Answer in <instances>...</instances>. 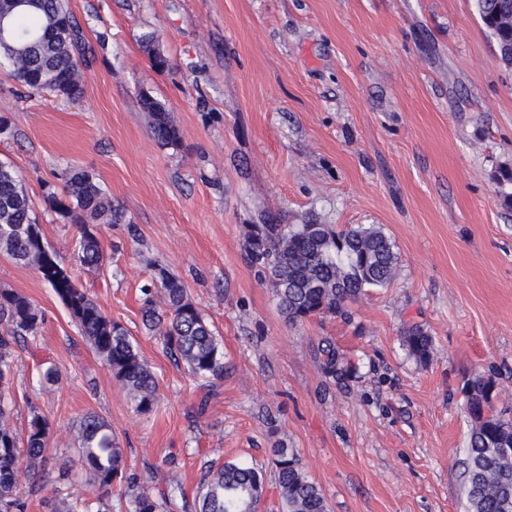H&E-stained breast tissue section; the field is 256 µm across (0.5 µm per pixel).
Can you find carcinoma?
Segmentation results:
<instances>
[{"instance_id":"1","label":"carcinoma","mask_w":512,"mask_h":512,"mask_svg":"<svg viewBox=\"0 0 512 512\" xmlns=\"http://www.w3.org/2000/svg\"><path fill=\"white\" fill-rule=\"evenodd\" d=\"M476 8L503 62L512 66V0H475ZM81 32L65 0H0V63L6 62L15 80L39 92L69 101L84 96L80 63ZM145 50L159 72L169 59L145 38ZM148 113L151 133L163 147L175 146L180 132L165 105L150 95L140 99ZM505 208L512 210V164L492 174ZM52 210L76 227L77 259L94 268L103 257L98 225L119 224L123 212L97 178L79 168L65 176L63 191L49 197ZM31 200L12 165L0 162V253L33 268L52 289L91 344L103 365L129 394L141 415L159 402L156 376L138 346L120 323L112 320L87 290L78 286L59 258L48 264L41 242V225L32 217ZM247 260L264 270L277 306L289 325L311 316L346 317L349 304L369 288H384L393 279L397 256L386 234L374 226L337 231L329 224H247L243 233ZM144 327L160 337L163 350L177 364L202 380L224 379V352L211 324L188 299L182 281L164 270L142 288ZM44 313L27 296L0 288V512H24L18 496L24 482L36 483L46 467V448L56 428L34 411L24 437L11 424L10 376L13 347L37 333ZM403 343L413 357L427 361L432 338L423 329L409 328ZM323 368L333 377L348 372L342 355L331 344L321 347ZM490 378L469 382L466 394L471 416L495 410ZM504 424L486 420L472 424L465 461V512H512V456L499 450ZM81 465L89 472L93 499H58L53 512H112L111 491L126 483V512H168L172 496L137 484L127 474L124 451L112 425L94 412L83 414L74 428ZM273 477L282 512H328L320 487L310 479L301 460L288 448L272 449ZM265 470L246 464L208 467L194 499H182V512H260Z\"/></svg>"}]
</instances>
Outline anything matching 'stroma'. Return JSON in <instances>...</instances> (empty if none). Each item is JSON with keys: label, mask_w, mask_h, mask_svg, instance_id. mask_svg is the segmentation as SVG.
<instances>
[{"label": "stroma", "mask_w": 512, "mask_h": 512, "mask_svg": "<svg viewBox=\"0 0 512 512\" xmlns=\"http://www.w3.org/2000/svg\"><path fill=\"white\" fill-rule=\"evenodd\" d=\"M68 2L85 36V94L52 98L0 67L12 123L0 161L22 177L45 244L135 339L160 401L136 413L52 289L0 254V287L45 314L15 350L12 423L25 433L35 410L57 429L49 479L21 488L26 512L90 493L71 436L87 412L111 424L129 473L163 491L193 494L211 465L271 468L284 446L329 512H465L468 383L492 378L496 408L512 414V211L492 181L512 164V68L475 0ZM145 94L165 104L178 146L153 139ZM73 167L124 213L99 226L94 269L76 264V229L48 201ZM267 220L382 226L395 276L350 318L288 325L242 247L244 225ZM161 268L220 337L223 380L193 379L143 327L141 289ZM415 325L433 340L425 362L402 342ZM327 341L350 366L342 378L319 359ZM51 365L60 380L41 388Z\"/></svg>", "instance_id": "1"}]
</instances>
